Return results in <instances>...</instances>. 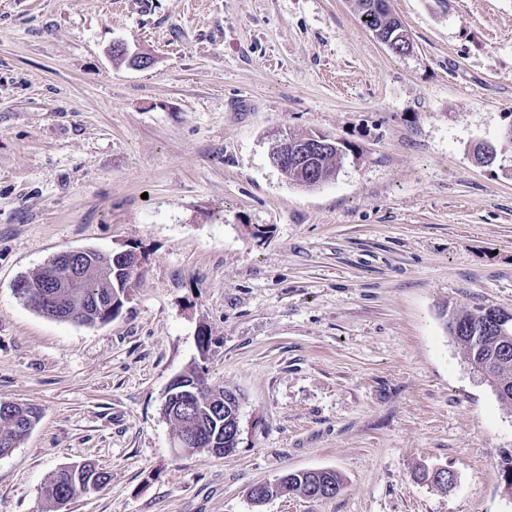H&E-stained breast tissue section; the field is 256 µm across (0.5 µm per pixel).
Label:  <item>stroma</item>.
<instances>
[{
	"mask_svg": "<svg viewBox=\"0 0 512 512\" xmlns=\"http://www.w3.org/2000/svg\"><path fill=\"white\" fill-rule=\"evenodd\" d=\"M389 5L412 55L349 0H0V400L40 411L0 512H52L81 461L110 479L68 512H512V407L444 316L512 312V0ZM285 130L345 143L335 178L289 184ZM83 248L140 259L111 322L16 295ZM194 365L243 396L232 453L175 447L165 392ZM321 469L336 497L247 498ZM74 469H61L54 473L44 484L43 494L46 500L59 512L60 501H71L74 497L86 493L90 481L105 485L109 475L95 464L85 462L76 464Z\"/></svg>",
	"mask_w": 512,
	"mask_h": 512,
	"instance_id": "obj_1",
	"label": "stroma"
}]
</instances>
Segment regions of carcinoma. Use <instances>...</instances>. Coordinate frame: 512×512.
<instances>
[{
  "mask_svg": "<svg viewBox=\"0 0 512 512\" xmlns=\"http://www.w3.org/2000/svg\"><path fill=\"white\" fill-rule=\"evenodd\" d=\"M354 10L362 18V25L374 33L380 31L396 41L407 45L412 43L408 31L398 18L387 11L371 9L370 0H352ZM343 160V150H330L319 163L307 162L303 166H288L282 169L286 178L305 187L318 186L336 175ZM98 258L112 268L109 281L100 282L91 275L81 279L73 278L76 261L66 265L48 264L43 269L23 277L25 281H36L42 285L45 297L34 298L29 306L39 314L59 321L80 319L82 323L93 325L104 315V307L111 296L124 294L133 282V273L122 270L112 262V256L100 253ZM70 279L72 287L61 292L53 287V281ZM490 307H479L448 314L446 327L450 336L463 350L470 363H479L484 371L482 378L493 388L497 397L506 405L512 406V340L498 337L493 322L483 321ZM185 378L195 380L203 386L202 401L191 404L190 414L176 413L169 416L175 425L176 434H181L186 425H191L209 435L218 443H224V430L233 426L239 394L222 386H212L205 382L197 368L184 372ZM39 411L33 405H19L12 401H0V452L16 448L24 439L22 428L36 424ZM109 475L95 464L85 462L75 468L61 469L44 484L43 494L53 508L61 501H71L86 492L89 482L107 483ZM344 482L334 470H323L313 474L294 473L281 481L278 495L290 493L309 497L312 491L322 489L329 498L342 491Z\"/></svg>",
  "mask_w": 512,
  "mask_h": 512,
  "instance_id": "cac0c4a2",
  "label": "carcinoma"
}]
</instances>
